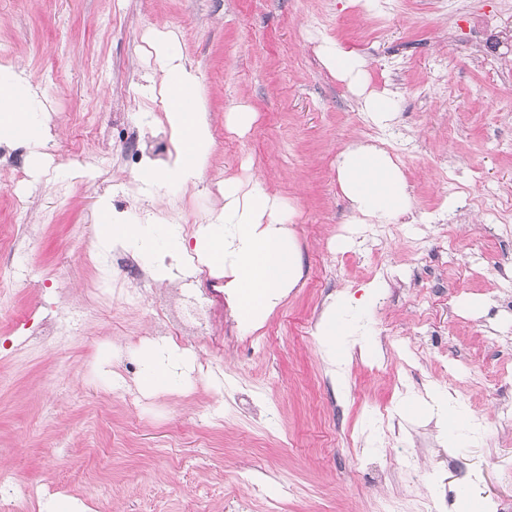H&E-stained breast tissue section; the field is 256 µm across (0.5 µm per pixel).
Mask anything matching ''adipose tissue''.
Returning a JSON list of instances; mask_svg holds the SVG:
<instances>
[{
  "label": "adipose tissue",
  "instance_id": "adipose-tissue-1",
  "mask_svg": "<svg viewBox=\"0 0 512 512\" xmlns=\"http://www.w3.org/2000/svg\"><path fill=\"white\" fill-rule=\"evenodd\" d=\"M172 36L159 37L156 53L166 61L160 92L166 118L178 137L179 157L173 168L145 170L141 181L149 188L160 182L195 184L212 146L206 111L197 100L198 80L175 50ZM319 57L329 72L355 96L366 119L379 128L396 118L394 94L371 88L369 61L339 42L323 39ZM26 131L28 140L42 136L34 116L16 91L13 80L0 78V135L12 128ZM338 183L348 200L356 224H385L412 208L408 182L400 165L382 147L368 141L352 143L336 159ZM224 206L214 222L200 225L194 235V252L205 265L222 271L228 305L245 326L261 322L284 292L300 278V257L286 222L280 219V201L260 181L243 185L224 181ZM96 237L101 245H120L142 255L160 253L180 259L186 250L179 225L154 219L147 224H101ZM366 330L350 299L336 298L317 325V334L328 354L346 357L356 337ZM189 353L176 345L152 344L140 353L137 388L146 393L181 390L185 384Z\"/></svg>",
  "mask_w": 512,
  "mask_h": 512
}]
</instances>
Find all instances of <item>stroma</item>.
Instances as JSON below:
<instances>
[{
	"label": "stroma",
	"instance_id": "obj_1",
	"mask_svg": "<svg viewBox=\"0 0 512 512\" xmlns=\"http://www.w3.org/2000/svg\"><path fill=\"white\" fill-rule=\"evenodd\" d=\"M174 32L198 76L214 145L194 186L145 191L117 146L168 132L150 41ZM363 53L395 93L381 130L323 66V37ZM21 72L46 137L25 142V177L0 162V226L29 199L33 232L0 294V467L95 512H377L446 489L484 512L512 503V0H0V73ZM244 103V133L225 129ZM93 112L97 123H83ZM373 138L403 169L413 213L354 224L336 157ZM262 181L283 204L301 278L253 330L226 303L217 328L183 337L190 385L147 394L133 380L158 341L154 277L141 302H101L111 249L99 218L179 213L183 234L218 213L214 185ZM348 240L347 248L337 243ZM364 302L379 351L333 362L315 325L327 302ZM485 299L481 308L472 303ZM83 320L48 345L23 325L51 304ZM127 385L95 371L103 354ZM449 393L473 419L457 437L405 397Z\"/></svg>",
	"mask_w": 512,
	"mask_h": 512
}]
</instances>
